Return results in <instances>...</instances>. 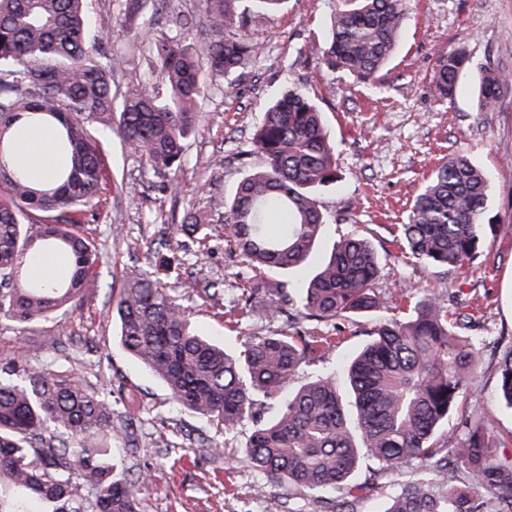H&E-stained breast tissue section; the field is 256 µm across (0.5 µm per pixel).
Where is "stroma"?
Wrapping results in <instances>:
<instances>
[{"label": "stroma", "instance_id": "1", "mask_svg": "<svg viewBox=\"0 0 512 512\" xmlns=\"http://www.w3.org/2000/svg\"><path fill=\"white\" fill-rule=\"evenodd\" d=\"M336 0H288L275 16L253 15L238 35L262 42L260 63L245 69L226 90L222 77L207 86L201 118L185 145L177 189H168L139 156L112 131L100 132L107 155V201L90 210L80 227L104 244L96 269L97 286L76 308L19 328L0 323V358L24 355L52 363L112 391L116 412H129L143 435L136 454L123 441L112 442L116 473L129 478L147 473L138 487L142 512H325L328 493L295 491L269 481L247 463L244 453L253 430L244 423L230 435L210 421L178 410L164 384L150 375L116 341L112 297L124 277L145 266L161 242H181L174 227L187 209L213 216L204 254L194 245L181 252L180 276L223 285L214 297H183L182 306L198 329L235 351L256 337L286 330L296 310L272 314L262 298L252 302L244 323L216 317L242 283L240 259L224 235L218 216L224 199L244 175L238 162L268 100L290 86L304 89L321 108L336 141L339 180L319 195L331 221L321 248L310 260L318 266L334 242L354 233L378 250L382 272L376 288L382 306L369 316L339 320V342L318 360L302 364L293 377L299 386L327 373L345 388L348 358L371 338L379 321L403 318L400 292L416 283L434 293L452 312L479 310L470 333L477 338L480 367L471 376L456 411L439 430L440 441H454L466 420L478 413L499 456H512V409L498 395V366L512 346V91L489 112L477 111L475 76H468L451 99L436 101L431 80L440 55L466 48L474 66L512 68V0H416L408 14L395 55L381 84L371 87L327 70L317 55L328 41ZM198 0H165L150 14L149 34L124 20L119 0H91L90 25L121 53L114 87L124 91L141 83L149 69L148 41L168 34L177 20L190 18L184 37L201 46L207 39L196 22ZM461 152L491 176L486 218L506 233L461 271L447 273L403 256L393 238L431 170L448 154ZM421 460L385 470L364 458L357 481H369L368 497L352 512H382L389 498L419 477Z\"/></svg>", "mask_w": 512, "mask_h": 512}]
</instances>
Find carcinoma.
I'll return each mask as SVG.
<instances>
[{
    "label": "carcinoma",
    "instance_id": "cac0c4a2",
    "mask_svg": "<svg viewBox=\"0 0 512 512\" xmlns=\"http://www.w3.org/2000/svg\"><path fill=\"white\" fill-rule=\"evenodd\" d=\"M90 0H0V320L36 324L73 306L96 287L97 246L80 233L82 216L100 203L106 157L97 137L109 128L124 145L168 178L184 161L196 130L203 87L211 75L233 86L237 72L260 61L258 42L235 37L255 12L273 13L286 0H199L211 38L202 55L176 31L150 42L152 74L168 85L164 97L148 83L112 93L119 58L92 30ZM161 0H124L135 20ZM411 0H340L330 20L323 65L375 85L397 47ZM472 67L464 48L440 56L434 95L451 97ZM512 89V70L480 67L478 110L495 108ZM45 126L62 162L52 182L33 184L14 161L29 127ZM247 153L264 164L248 169L224 206V229L253 276L231 307L245 321L255 295L272 312L299 301L314 329L298 327L261 336L237 355L202 335L176 295L198 291V281L168 286L176 256L165 242L155 270L130 274L112 311L119 344L161 380L179 408L228 433L244 421L256 426L246 444L250 466L273 482L312 493L334 491L332 512L367 493L354 474L361 456L397 469L426 462L424 475L394 494L382 512H512V460L495 454L477 416L464 437L442 448L436 433L457 407L480 363L472 314L451 313L424 289L409 286L403 319L379 323L372 339L346 365L354 412L327 374L284 393L297 369L335 342L322 327L379 305L374 285L381 266L366 239L341 238L329 258L304 281L303 269L328 224L320 192L339 181L336 143L317 104L291 87L273 100L250 137ZM490 176L461 154L435 167L398 225L402 253L445 272L460 270L496 238L500 225L485 222ZM205 217L188 212L180 231L205 240ZM40 253L68 257L63 279L30 276ZM502 402L512 408V349L499 365ZM137 447L115 418L110 393L72 373L26 359H0V512H141L135 479L115 475L112 439ZM491 492L478 502L467 487H446L448 467Z\"/></svg>",
    "mask_w": 512,
    "mask_h": 512
}]
</instances>
